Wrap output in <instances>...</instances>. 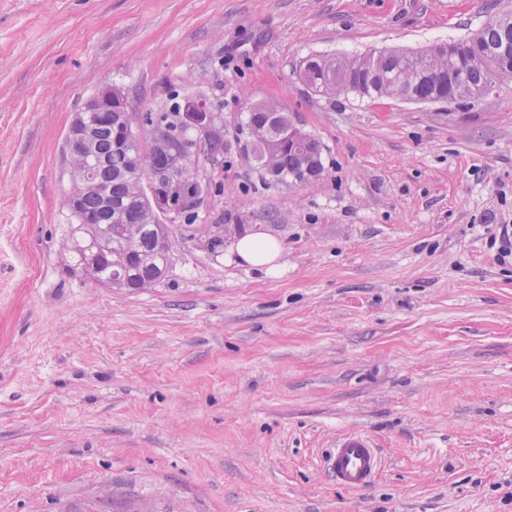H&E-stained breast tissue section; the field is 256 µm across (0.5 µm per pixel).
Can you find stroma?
<instances>
[{
  "label": "stroma",
  "instance_id": "1",
  "mask_svg": "<svg viewBox=\"0 0 512 512\" xmlns=\"http://www.w3.org/2000/svg\"><path fill=\"white\" fill-rule=\"evenodd\" d=\"M512 0H0V512H512V85L476 100L314 94L312 55L468 36ZM119 87L226 121L196 228L145 291L68 272L66 132ZM274 101L319 139L265 183L235 125ZM282 241L274 276L199 225ZM368 436L374 484L326 449ZM324 467L336 486L361 491L378 477L382 458L378 448L361 434L344 436L323 457Z\"/></svg>",
  "mask_w": 512,
  "mask_h": 512
}]
</instances>
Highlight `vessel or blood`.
<instances>
[{
	"label": "vessel or blood",
	"instance_id": "1",
	"mask_svg": "<svg viewBox=\"0 0 512 512\" xmlns=\"http://www.w3.org/2000/svg\"><path fill=\"white\" fill-rule=\"evenodd\" d=\"M324 467L337 486L361 491L377 478L382 458L370 439L361 434L344 436L323 458Z\"/></svg>",
	"mask_w": 512,
	"mask_h": 512
}]
</instances>
